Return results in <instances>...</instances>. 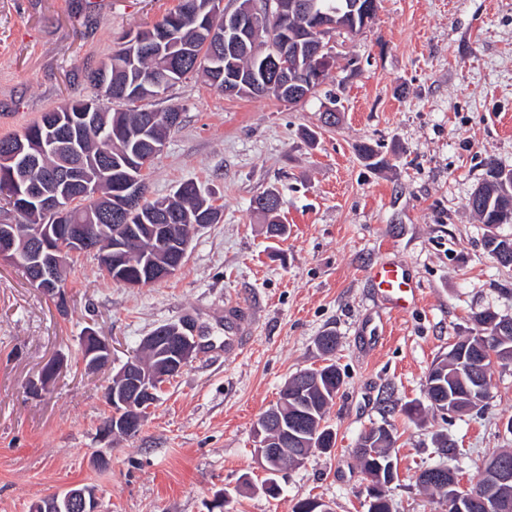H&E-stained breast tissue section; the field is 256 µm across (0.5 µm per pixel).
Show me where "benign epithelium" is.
Segmentation results:
<instances>
[{
	"label": "benign epithelium",
	"instance_id": "7a95c632",
	"mask_svg": "<svg viewBox=\"0 0 512 512\" xmlns=\"http://www.w3.org/2000/svg\"><path fill=\"white\" fill-rule=\"evenodd\" d=\"M196 15L204 18L203 26L208 40L215 46L222 47L224 42L233 40V47L245 51L260 41L257 29L248 28L241 22V12L226 11L223 0H202L195 3ZM346 23L341 18L323 21L312 29L313 39L310 59L319 63L329 60L325 55L326 46L323 38ZM277 31L268 33L271 54L266 59L272 80L262 85L256 84L253 89L266 92L270 88L288 83V68L292 67L294 50L288 41L276 38ZM76 112L77 115L91 123L97 122V117L90 115L91 104L75 100L65 106V112ZM121 208L112 212L116 218L125 211H133L141 204V193L135 187H126L119 191ZM44 208L56 217L54 224H41L27 236L20 234L15 224H0V263L7 262L18 268H23L20 256H25L28 264L33 267L34 274L30 285L53 298L57 310L67 312L68 301L64 289L65 272L70 270V259L81 253H91L106 264L111 259H120L123 246L112 241V236L88 237L82 231L76 233L67 228V219L71 208L70 199L56 195L44 203ZM159 246L158 259L155 260L149 275L158 283L170 276L171 268L166 264V254L169 253L173 241L166 237L157 238ZM180 337L149 334L142 339V345L153 347L157 358L163 363L152 367L137 357L130 358L114 375L116 383L108 386L105 392L107 404L112 409L114 420L118 424H109L100 431L102 438L112 437L119 431L131 433L137 429L146 417V408L157 402L156 390L161 382L170 375L179 373L190 362L195 344L179 343ZM82 361L87 370L93 372L106 369L112 365V343L96 330L88 328L80 338ZM66 367L62 358L49 361L42 369L39 379L30 385V393L37 395L42 389ZM479 387L476 393L469 396V408L473 409L490 398L491 378H476ZM284 431L281 419L276 410H271L256 426L257 454L264 460L265 465L275 460L292 456L296 464H301L308 457L306 453H288L285 444L288 440L275 439L273 434ZM366 502L371 505L376 498L384 496L386 489L399 477L397 466L391 456L385 454L377 461V467L365 473ZM423 480L427 484L437 485L448 492L453 503L454 512H467L477 504L483 512H512V500L499 494L490 495L483 492L485 485L497 488H507L512 485V455L507 453L489 469L470 483H464L458 477L448 478V466L433 465L423 471ZM38 512H100L99 500L89 488H72L64 493L49 498L37 505Z\"/></svg>",
	"mask_w": 512,
	"mask_h": 512
}]
</instances>
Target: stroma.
Returning <instances> with one entry per match:
<instances>
[{
  "instance_id": "stroma-1",
  "label": "stroma",
  "mask_w": 512,
  "mask_h": 512,
  "mask_svg": "<svg viewBox=\"0 0 512 512\" xmlns=\"http://www.w3.org/2000/svg\"><path fill=\"white\" fill-rule=\"evenodd\" d=\"M177 3L0 0V137L95 95L89 73ZM328 42L330 75L300 102L230 97L196 75L153 102L178 108L182 122L143 173L148 198L193 181L220 208L173 276L128 288L81 255L63 316L20 269L0 264V512H31L72 487L94 489L102 512H210L222 491L224 512H292L309 497L366 512L354 448L379 425L395 437L392 512H448L416 482L441 438L463 453L468 480L488 453L512 449V366L493 365L481 409L446 417L425 395L432 363L473 334V312L512 316V269L488 254L468 206L489 162L512 168V0H380L362 33ZM271 187L283 198L284 240L268 238L252 208ZM383 260L406 265L421 290L399 315L368 277ZM230 306L252 329L240 354L224 350ZM185 318L201 334L197 353L136 436L101 439L115 369L157 326ZM87 327L111 341L110 368L86 372ZM329 330L343 377L327 414L335 445L279 473L282 491L268 497L254 425L289 377L320 365L314 341ZM60 355L66 369L31 396L30 382Z\"/></svg>"
}]
</instances>
